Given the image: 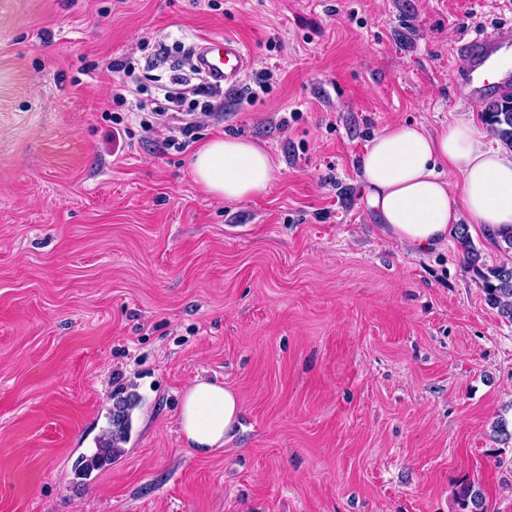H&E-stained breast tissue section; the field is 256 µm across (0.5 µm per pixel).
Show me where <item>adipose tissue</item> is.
I'll return each mask as SVG.
<instances>
[{
    "label": "adipose tissue",
    "instance_id": "1",
    "mask_svg": "<svg viewBox=\"0 0 512 512\" xmlns=\"http://www.w3.org/2000/svg\"><path fill=\"white\" fill-rule=\"evenodd\" d=\"M368 202L386 232L415 251L442 244L460 221L512 225V154L493 148L473 122L450 124L432 135L409 123L386 128L360 159ZM202 189L228 201L257 196L274 179L267 153L237 138H214L192 163ZM460 174L453 192L444 172ZM238 394L196 380L183 395L180 430L201 454L223 449L240 421Z\"/></svg>",
    "mask_w": 512,
    "mask_h": 512
}]
</instances>
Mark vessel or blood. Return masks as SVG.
I'll return each instance as SVG.
<instances>
[{
    "instance_id": "obj_1",
    "label": "vessel or blood",
    "mask_w": 512,
    "mask_h": 512,
    "mask_svg": "<svg viewBox=\"0 0 512 512\" xmlns=\"http://www.w3.org/2000/svg\"><path fill=\"white\" fill-rule=\"evenodd\" d=\"M509 50L512 28H499L459 45L458 51L466 62L460 85L468 102H479L488 94L512 93V69L496 66L498 54ZM193 52L197 68L205 74L207 83L216 88L238 87L250 66L246 48L230 36L204 38Z\"/></svg>"
}]
</instances>
